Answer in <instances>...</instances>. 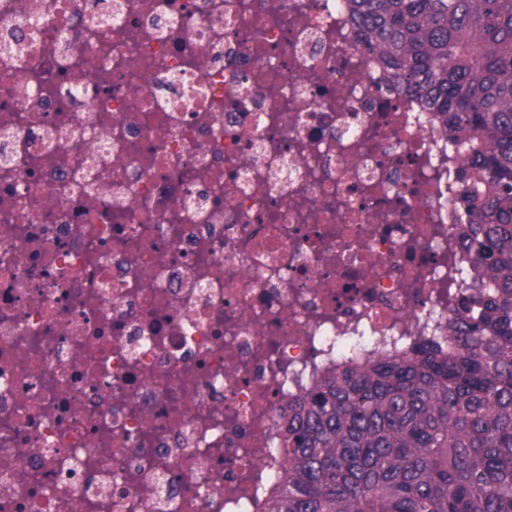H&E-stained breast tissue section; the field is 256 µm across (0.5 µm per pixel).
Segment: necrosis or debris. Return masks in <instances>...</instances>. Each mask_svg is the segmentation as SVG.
Masks as SVG:
<instances>
[{
  "mask_svg": "<svg viewBox=\"0 0 512 512\" xmlns=\"http://www.w3.org/2000/svg\"><path fill=\"white\" fill-rule=\"evenodd\" d=\"M461 167L349 0H0V512H261L289 401L447 335Z\"/></svg>",
  "mask_w": 512,
  "mask_h": 512,
  "instance_id": "obj_1",
  "label": "necrosis or debris"
}]
</instances>
